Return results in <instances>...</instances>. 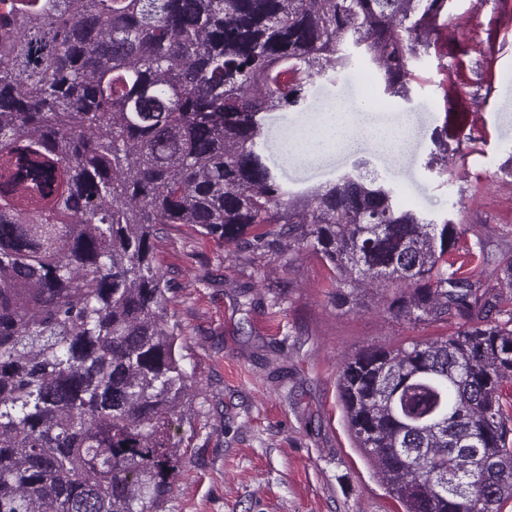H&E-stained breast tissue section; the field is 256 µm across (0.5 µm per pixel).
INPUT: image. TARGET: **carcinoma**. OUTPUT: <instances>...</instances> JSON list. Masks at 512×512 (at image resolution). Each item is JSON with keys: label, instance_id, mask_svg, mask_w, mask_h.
Listing matches in <instances>:
<instances>
[{"label": "carcinoma", "instance_id": "cac0c4a2", "mask_svg": "<svg viewBox=\"0 0 512 512\" xmlns=\"http://www.w3.org/2000/svg\"><path fill=\"white\" fill-rule=\"evenodd\" d=\"M448 0H0V512H158L179 467L190 376L167 325L159 226L254 252L307 247L336 298L381 292L456 331L347 358L354 447L403 512L512 498V312L461 234L361 159L294 191L265 114L310 107L361 61L409 98ZM427 167L448 173L438 135Z\"/></svg>", "mask_w": 512, "mask_h": 512}]
</instances>
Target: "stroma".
I'll return each instance as SVG.
<instances>
[{"label":"stroma","instance_id":"stroma-1","mask_svg":"<svg viewBox=\"0 0 512 512\" xmlns=\"http://www.w3.org/2000/svg\"><path fill=\"white\" fill-rule=\"evenodd\" d=\"M447 35L421 52L410 100L382 94L356 65L309 90L315 110L359 101L414 123L402 161L335 151L298 162L281 148L312 112L269 113L265 156L289 188L336 180L358 160L416 210L463 234L453 267L512 265V0H449ZM445 131L448 172L428 170ZM156 258L170 282L168 323L194 383L181 463L160 512H402L353 448L337 400L344 357L374 345L445 336L452 323L411 326L376 306L337 307L310 250L262 255L166 226ZM250 288L238 294L240 285Z\"/></svg>","mask_w":512,"mask_h":512}]
</instances>
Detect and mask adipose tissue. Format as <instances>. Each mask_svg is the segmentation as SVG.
<instances>
[{"label":"adipose tissue","instance_id":"1","mask_svg":"<svg viewBox=\"0 0 512 512\" xmlns=\"http://www.w3.org/2000/svg\"><path fill=\"white\" fill-rule=\"evenodd\" d=\"M411 116L398 114L394 125L385 124L377 112L366 105L340 106L319 111L301 137L285 136L283 150L286 155L297 156L298 141L309 144V156H317L328 149L356 144L369 145L372 150L396 158L406 148V134Z\"/></svg>","mask_w":512,"mask_h":512}]
</instances>
